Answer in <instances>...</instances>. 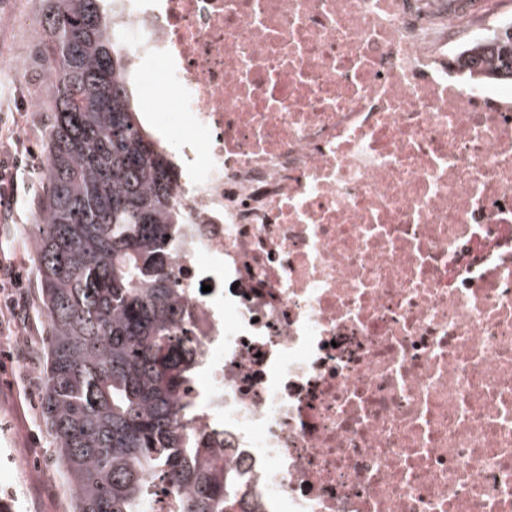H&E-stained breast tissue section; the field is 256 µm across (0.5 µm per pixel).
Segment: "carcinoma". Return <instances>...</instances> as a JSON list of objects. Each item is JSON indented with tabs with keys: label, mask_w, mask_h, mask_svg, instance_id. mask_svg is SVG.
<instances>
[{
	"label": "carcinoma",
	"mask_w": 512,
	"mask_h": 512,
	"mask_svg": "<svg viewBox=\"0 0 512 512\" xmlns=\"http://www.w3.org/2000/svg\"><path fill=\"white\" fill-rule=\"evenodd\" d=\"M115 0H42L48 113L34 216L49 323L42 411L71 512H233L241 474L204 460L190 427L192 339L173 276L174 167L133 104ZM512 25L457 53L470 84L512 83Z\"/></svg>",
	"instance_id": "carcinoma-1"
}]
</instances>
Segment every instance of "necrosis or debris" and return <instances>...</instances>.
I'll return each instance as SVG.
<instances>
[{"label":"necrosis or debris","instance_id":"4bbe7bcc","mask_svg":"<svg viewBox=\"0 0 512 512\" xmlns=\"http://www.w3.org/2000/svg\"><path fill=\"white\" fill-rule=\"evenodd\" d=\"M194 430L260 512H512V94L472 0H164ZM510 46V52L504 49ZM455 70H448L451 80L458 86L467 89L466 81L473 88L476 82L507 81L512 83V25L495 30L480 42L469 45L457 53L453 60ZM479 71L487 76L474 79L473 72ZM462 74L461 79L457 74ZM478 86V87H479Z\"/></svg>","mask_w":512,"mask_h":512}]
</instances>
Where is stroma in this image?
I'll list each match as a JSON object with an SVG mask.
<instances>
[{
	"label": "stroma",
	"mask_w": 512,
	"mask_h": 512,
	"mask_svg": "<svg viewBox=\"0 0 512 512\" xmlns=\"http://www.w3.org/2000/svg\"><path fill=\"white\" fill-rule=\"evenodd\" d=\"M22 14L27 27L0 31V151L20 155L18 198L12 223H0V254L14 258L28 274L25 333H0V349L14 346L21 356L11 378H0V507L5 512H69L71 491L59 472L55 443L41 413L47 318L39 307L38 263L31 245L35 205L45 150V115L29 105L40 77L34 32L42 14L38 0H0V14Z\"/></svg>",
	"instance_id": "1"
}]
</instances>
